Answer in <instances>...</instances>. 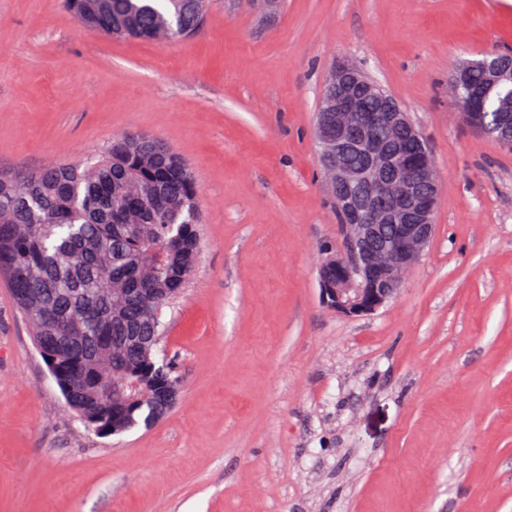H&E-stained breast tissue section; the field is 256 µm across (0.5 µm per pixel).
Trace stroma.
<instances>
[{"instance_id":"35a3bbf8","label":"stroma","mask_w":512,"mask_h":512,"mask_svg":"<svg viewBox=\"0 0 512 512\" xmlns=\"http://www.w3.org/2000/svg\"><path fill=\"white\" fill-rule=\"evenodd\" d=\"M512 50V0H211L186 41L107 38L63 0H0V174L139 132L201 190V253L163 315L181 380L153 427L66 408L0 279V512H512V149L448 96ZM359 65L435 160L436 232L396 300L348 317L318 272L342 235L323 81ZM480 68L487 75V81L491 84L507 83L512 87V70L506 61L496 53L488 52L482 59L461 62L453 74L452 84L466 79L471 69ZM472 85H479L484 81V74L480 70H473L469 75Z\"/></svg>"}]
</instances>
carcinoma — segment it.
<instances>
[{"label":"carcinoma","mask_w":512,"mask_h":512,"mask_svg":"<svg viewBox=\"0 0 512 512\" xmlns=\"http://www.w3.org/2000/svg\"><path fill=\"white\" fill-rule=\"evenodd\" d=\"M209 0H65L80 24L106 37L157 40L162 27L191 38ZM486 112L512 113L507 89H494ZM200 188L186 160L145 134L125 135L93 163L54 162L0 183V277L42 347L71 335L83 312L86 343L51 347L49 360L68 407L104 434L143 422L144 407L125 399L122 380L139 378L152 396L170 371L156 360L154 306L141 307L134 288H159L161 308L189 283L201 247ZM167 251L154 283L142 278L153 250Z\"/></svg>","instance_id":"carcinoma-1"}]
</instances>
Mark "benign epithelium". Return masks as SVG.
I'll use <instances>...</instances> for the list:
<instances>
[{
    "instance_id": "obj_1",
    "label": "benign epithelium",
    "mask_w": 512,
    "mask_h": 512,
    "mask_svg": "<svg viewBox=\"0 0 512 512\" xmlns=\"http://www.w3.org/2000/svg\"><path fill=\"white\" fill-rule=\"evenodd\" d=\"M480 68L492 84L512 87V67L493 52L479 60L461 62L452 84ZM324 86L336 89L317 112V140L331 196L345 216L344 234L336 254L322 265L336 269V287L319 280L322 303L349 317L366 316L393 301L404 272L422 256L435 232L433 216L438 183L431 152H415L391 137L406 132L418 142L420 134L408 113L377 84L365 79L356 66L340 62L327 75ZM377 100L364 110L363 98ZM467 122L503 146L512 144V114L496 113L487 121L482 100L474 95L458 103ZM364 157L358 168L347 165L349 152ZM180 379L149 400L144 427L158 422L178 400Z\"/></svg>"
}]
</instances>
